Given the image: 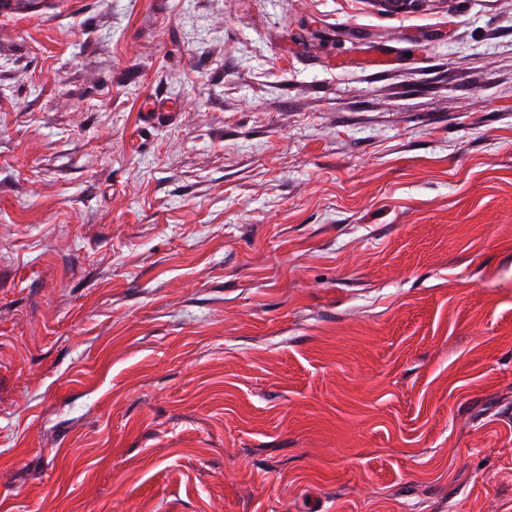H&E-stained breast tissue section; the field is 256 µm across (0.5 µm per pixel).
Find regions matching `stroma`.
Masks as SVG:
<instances>
[{
    "label": "stroma",
    "mask_w": 512,
    "mask_h": 512,
    "mask_svg": "<svg viewBox=\"0 0 512 512\" xmlns=\"http://www.w3.org/2000/svg\"><path fill=\"white\" fill-rule=\"evenodd\" d=\"M17 2L0 512H512V0Z\"/></svg>",
    "instance_id": "stroma-1"
}]
</instances>
